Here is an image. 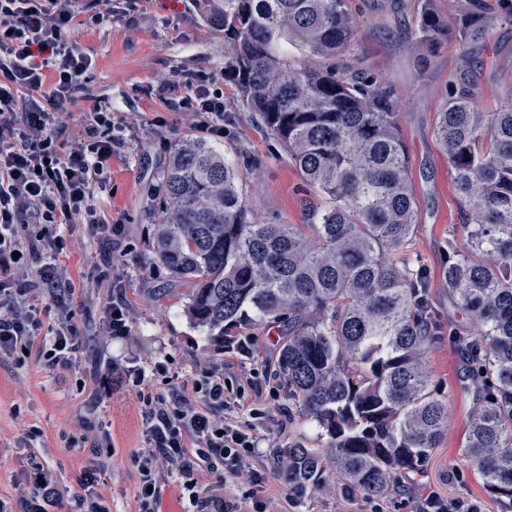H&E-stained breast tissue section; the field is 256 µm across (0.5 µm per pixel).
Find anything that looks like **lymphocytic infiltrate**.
<instances>
[{
    "label": "lymphocytic infiltrate",
    "instance_id": "obj_1",
    "mask_svg": "<svg viewBox=\"0 0 512 512\" xmlns=\"http://www.w3.org/2000/svg\"><path fill=\"white\" fill-rule=\"evenodd\" d=\"M81 14L80 0H0V352L39 350L50 367L70 366L76 330L69 322L42 333L37 306L21 295L42 289L62 304L73 294L62 270L68 242L64 230L81 224L103 237L119 235L93 204L95 187L104 186L113 153L123 145L125 128L111 113H91L85 133L62 144L63 116L83 86L94 61L66 39ZM213 75L161 81L156 92L170 111L182 113L207 139L224 137V92ZM50 92H43V85ZM56 226L54 234L31 235L29 225ZM46 259L35 272L21 260L27 249ZM118 382L143 405L145 449L137 457L138 512H158V488L164 476L181 485L183 512H267L265 477L253 472L245 495H201L193 479L198 467L223 468L233 482L258 447L256 425L233 416L245 389L226 377L204 373L192 381L199 401L155 392L170 384L166 365L118 370ZM196 451H189V442ZM170 464L162 473L158 459Z\"/></svg>",
    "mask_w": 512,
    "mask_h": 512
}]
</instances>
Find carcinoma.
Wrapping results in <instances>:
<instances>
[{
	"instance_id": "carcinoma-1",
	"label": "carcinoma",
	"mask_w": 512,
	"mask_h": 512,
	"mask_svg": "<svg viewBox=\"0 0 512 512\" xmlns=\"http://www.w3.org/2000/svg\"><path fill=\"white\" fill-rule=\"evenodd\" d=\"M224 33V81L284 148L313 202L307 224L257 222L242 193L258 162L226 161L185 140L160 174L152 260L189 283L185 313L224 343L226 326L280 328L274 377L321 446L288 434L274 451L298 498L336 482V494L381 501L399 476L422 470L448 429V399L425 356L438 331L423 270L392 255L418 222L393 92L343 59L356 27L346 0H201ZM462 47L471 57L489 18L465 0ZM420 41L448 29L429 6ZM313 61L297 66L279 46ZM452 89L435 136L453 173L462 223L448 235V294L479 333L456 336L476 408L466 465L512 509V103L474 112Z\"/></svg>"
}]
</instances>
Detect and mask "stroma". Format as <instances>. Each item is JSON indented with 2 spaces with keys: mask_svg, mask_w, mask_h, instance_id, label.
I'll return each instance as SVG.
<instances>
[{
  "mask_svg": "<svg viewBox=\"0 0 512 512\" xmlns=\"http://www.w3.org/2000/svg\"><path fill=\"white\" fill-rule=\"evenodd\" d=\"M485 5L492 24L482 63L471 70L460 40L461 0H432L448 25L447 37L433 50L419 39V0H347L357 27L349 57L395 91L419 213L414 235L397 258L424 269L427 300L439 331L427 368L448 398V429L439 447L422 473L401 476L404 491L384 500L385 512H415L418 501L431 491L444 498L479 500L486 512L503 509L478 475L459 462L475 401L471 389L460 382L463 363L453 337L462 331L476 333L478 327L451 301L442 279L445 243L459 215L448 159L434 135L449 86L462 74L471 77L475 111L493 112L512 103V14L500 0H486ZM111 9L103 20L77 26L69 35L93 57L94 67L69 105L71 117L62 139L80 136L85 117L99 110L127 125L126 142L112 157L106 186L93 199L122 233L106 239L74 232L65 266L74 295L63 306L42 303L43 324L67 317L80 334L71 367L50 368L34 355L20 359L0 353V503L7 512H22L24 499L33 492L32 476L41 469L60 490L56 512H80L81 479L94 468L97 491L110 512H138L140 473L134 458L144 441L141 406L136 394L120 386L108 369L111 360L126 357L143 365L166 362L178 391L205 368L244 385L247 398L260 404L264 417L257 429L259 451L236 482L245 489L252 471L263 473L271 512H370L371 500L343 498L332 490L297 500L273 464L274 449L287 444L289 433L312 441L319 433L306 419L288 420L287 393L272 376L278 327L247 328V335L256 339L253 359L225 357L208 330L186 317V283L149 261L158 174L174 145L194 136L180 114L166 110L154 89L179 73L223 72V33L202 19L197 0H183L179 6L167 0H112ZM159 116L165 117L164 126L155 125ZM216 147L229 161L240 154L262 160V168L242 186L257 221L307 223L302 174L266 130L241 110L230 85L224 88V139ZM118 295L124 296L133 320L130 336L119 341L109 339L104 319ZM106 442L111 453H93V445Z\"/></svg>",
  "mask_w": 512,
  "mask_h": 512,
  "instance_id": "1",
  "label": "stroma"
}]
</instances>
